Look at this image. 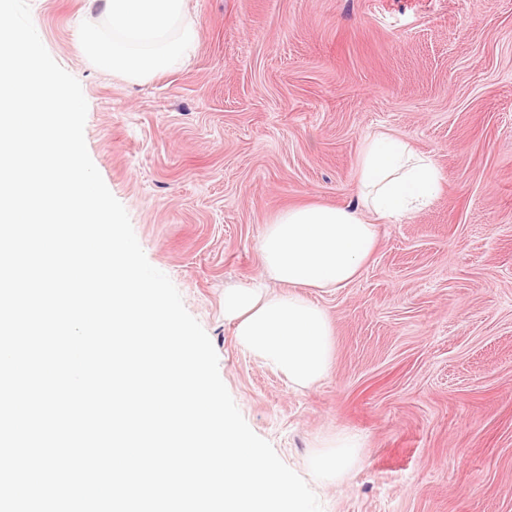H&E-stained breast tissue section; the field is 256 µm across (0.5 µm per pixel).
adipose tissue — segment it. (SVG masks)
I'll return each instance as SVG.
<instances>
[{"label": "adipose tissue", "instance_id": "1", "mask_svg": "<svg viewBox=\"0 0 512 512\" xmlns=\"http://www.w3.org/2000/svg\"><path fill=\"white\" fill-rule=\"evenodd\" d=\"M103 29L86 30L83 53L106 72L145 82L176 64L193 48L195 29L185 0H102ZM433 161L401 137H368L357 170L356 204L294 206L266 224L258 261L287 287L284 295L259 286L224 291V316L235 323L238 345L289 382L309 387L332 361V326L309 288H341L358 275L376 244V221L391 224L427 207L440 183ZM357 436L340 432L311 458L313 471L340 479L356 464Z\"/></svg>", "mask_w": 512, "mask_h": 512}]
</instances>
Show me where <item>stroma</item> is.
Listing matches in <instances>:
<instances>
[{
  "label": "stroma",
  "mask_w": 512,
  "mask_h": 512,
  "mask_svg": "<svg viewBox=\"0 0 512 512\" xmlns=\"http://www.w3.org/2000/svg\"><path fill=\"white\" fill-rule=\"evenodd\" d=\"M81 84L85 140L148 261L218 355L247 424L323 512H512V0H186L189 57L150 81L99 70L96 0H29ZM389 131L441 174L431 205L377 227L345 287L310 297L334 360L299 388L235 341L224 290L262 282L281 210L354 200ZM361 442L340 480L311 454Z\"/></svg>",
  "instance_id": "1"
}]
</instances>
